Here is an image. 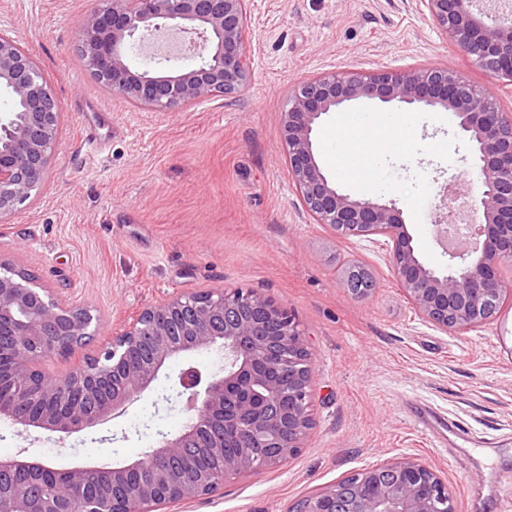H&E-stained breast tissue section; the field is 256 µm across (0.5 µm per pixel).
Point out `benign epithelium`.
<instances>
[{"instance_id":"obj_1","label":"benign epithelium","mask_w":512,"mask_h":512,"mask_svg":"<svg viewBox=\"0 0 512 512\" xmlns=\"http://www.w3.org/2000/svg\"><path fill=\"white\" fill-rule=\"evenodd\" d=\"M458 51L479 68L512 83V24L475 11V0H421ZM247 0H108L83 20L80 42L88 66L111 93L166 111L213 96L231 97L249 81L242 66ZM180 37L184 67L166 57L164 71L135 70L132 48L151 35ZM0 87L25 107L21 123L0 117V221L21 209L53 165L62 105L33 58L0 36ZM378 101L423 104L452 115L476 151L479 193L466 199L453 178L448 203L465 200L472 220L444 225L448 265L437 271L416 255L396 203L355 199L328 179L314 137L321 119L342 106ZM288 168L306 210L341 237L385 236L394 274L426 321L465 332L495 318L512 284L501 276L512 259V113L451 68L321 76L297 85L283 113ZM94 316L64 304L37 277L0 261V421L27 431L73 434L125 412L177 356L219 347L224 375L189 366L178 375L189 418L156 446L113 466L52 468L22 455L0 460V512H162L177 501L209 495L234 476L273 468L301 448L312 425L310 351L295 316L254 291L220 289L177 296L144 309L83 357L51 389L40 387L39 363L68 357L94 335ZM237 433L236 453L224 436ZM223 457V468L194 472L197 451ZM136 473L138 483H125ZM50 479L60 494L42 500ZM291 512H454L448 482L413 459L364 468L296 503Z\"/></svg>"}]
</instances>
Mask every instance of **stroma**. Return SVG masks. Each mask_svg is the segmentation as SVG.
<instances>
[{
	"instance_id": "1",
	"label": "stroma",
	"mask_w": 512,
	"mask_h": 512,
	"mask_svg": "<svg viewBox=\"0 0 512 512\" xmlns=\"http://www.w3.org/2000/svg\"><path fill=\"white\" fill-rule=\"evenodd\" d=\"M105 0H0V34L36 60L63 108L55 164L32 201L0 221V260L91 310L99 340L144 308L216 289L256 291L288 308L311 353L312 426L279 466L227 480L166 512H290L310 493L386 461L413 457L448 480L456 512H512V308L471 331L422 319L391 267L386 239L345 238L305 210L285 157L282 115L299 83L321 75L450 67L512 113V83L461 54L421 0H249L251 76L231 97L174 111L124 102L77 56L87 12ZM112 116L102 152L85 149L79 108ZM376 152L336 168V117L316 131L319 163L344 193L396 201L419 259L441 270L435 204L472 169V145L447 113L355 103ZM371 292L353 296L348 264ZM222 372L224 355L171 361L126 412L81 433L0 422V457L27 451L56 467L137 459L188 412L172 388L181 369ZM460 427L439 443L408 402Z\"/></svg>"
}]
</instances>
